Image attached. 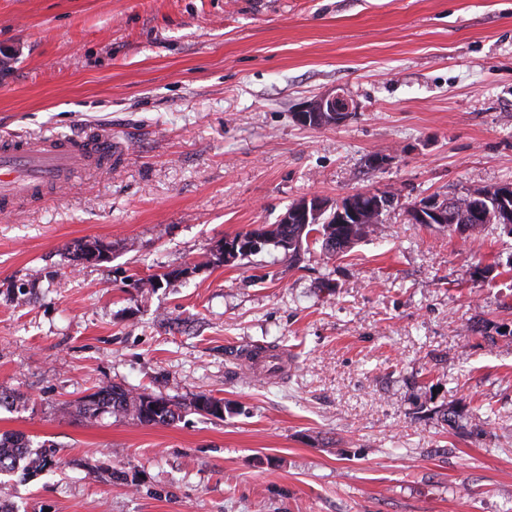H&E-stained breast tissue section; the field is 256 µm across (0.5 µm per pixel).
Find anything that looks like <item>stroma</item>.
<instances>
[{
    "mask_svg": "<svg viewBox=\"0 0 512 512\" xmlns=\"http://www.w3.org/2000/svg\"><path fill=\"white\" fill-rule=\"evenodd\" d=\"M4 53L0 135L127 149L0 218V434L54 450L0 474L8 512H512V235L403 208L512 182V0H0ZM332 90L347 121H296ZM377 190L400 205L342 257L202 263L306 195ZM104 382L224 416L70 414ZM494 186L476 188L461 197H446L443 201L448 203V214L435 199L416 201L406 206L409 221L413 224H422L431 228L432 224H441L439 228L448 230L449 234L458 235L464 241L476 239L482 234L488 224H497L496 217L487 218L485 221L473 222L466 215L468 197L473 194H487ZM446 218L448 222L446 224ZM498 225V224H497ZM250 368L259 374L281 375L286 367L287 356L277 351H267L255 357H245Z\"/></svg>",
    "mask_w": 512,
    "mask_h": 512,
    "instance_id": "obj_1",
    "label": "stroma"
}]
</instances>
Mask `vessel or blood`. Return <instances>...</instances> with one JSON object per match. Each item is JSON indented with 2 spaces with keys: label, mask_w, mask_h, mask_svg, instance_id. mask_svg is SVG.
<instances>
[{
  "label": "vessel or blood",
  "mask_w": 512,
  "mask_h": 512,
  "mask_svg": "<svg viewBox=\"0 0 512 512\" xmlns=\"http://www.w3.org/2000/svg\"><path fill=\"white\" fill-rule=\"evenodd\" d=\"M125 153L111 135L45 137L0 140V205L42 204L44 190L63 185L77 169L110 171L114 160ZM250 368L260 374H283L286 356L267 351L248 357Z\"/></svg>",
  "instance_id": "vessel-or-blood-1"
}]
</instances>
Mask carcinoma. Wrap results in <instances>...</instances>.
I'll list each match as a JSON object with an SVG mask.
<instances>
[{"label":"carcinoma","mask_w":512,"mask_h":512,"mask_svg":"<svg viewBox=\"0 0 512 512\" xmlns=\"http://www.w3.org/2000/svg\"><path fill=\"white\" fill-rule=\"evenodd\" d=\"M468 196L448 197V222L440 228L467 241L482 234L486 226L496 223L492 216L485 221L473 222L466 216ZM381 220L374 224H338L332 215H321L317 224H278L267 233V237L253 243L251 237L257 232H239L232 241H241L237 254L241 258L262 250L271 244L284 251L288 261H300L303 243L310 236L321 242V251L329 259L343 254L357 241L380 232ZM191 406L217 419L224 418V401L206 394L198 395L189 404L167 399L161 395L146 392H133L116 383H104L91 394L79 400L73 413L85 419H96L104 414L132 417L145 425L169 426L179 420L182 409ZM28 458L24 469L37 473L48 461L47 451L32 448L30 440L13 434L0 436V473L9 472L19 465L18 459Z\"/></svg>","instance_id":"carcinoma-1"}]
</instances>
